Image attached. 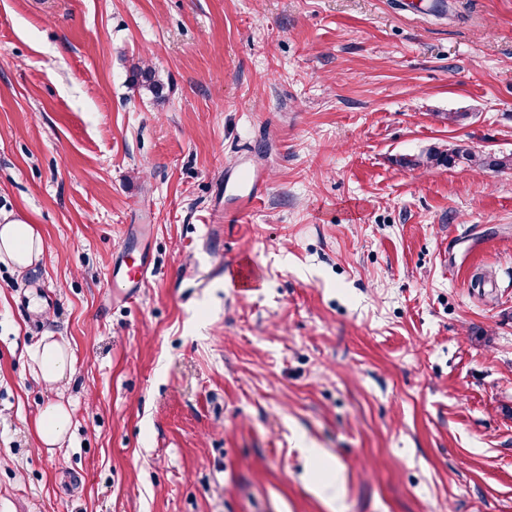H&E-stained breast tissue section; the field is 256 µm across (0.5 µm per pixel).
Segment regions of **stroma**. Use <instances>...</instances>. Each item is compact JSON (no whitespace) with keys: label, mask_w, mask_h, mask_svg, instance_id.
Wrapping results in <instances>:
<instances>
[{"label":"stroma","mask_w":512,"mask_h":512,"mask_svg":"<svg viewBox=\"0 0 512 512\" xmlns=\"http://www.w3.org/2000/svg\"><path fill=\"white\" fill-rule=\"evenodd\" d=\"M455 144L512 154V0H0V512H512V170L402 163ZM132 83L148 91L156 100H165L166 82L155 69L135 67L133 69ZM261 174L255 170L253 176L243 174L241 170H232L224 175V186L220 193L216 196L212 210V227L218 229L215 234L210 228L208 240L212 241L216 238H222L224 233L223 222L226 224H234L239 221L247 211L262 196L261 188L258 181ZM232 222V223H231ZM42 250L43 241L32 224L9 221L0 226V260L6 257L15 267L26 269ZM151 273L144 252L127 250L112 269V288H121L124 295L133 297L146 285ZM38 363L35 371L36 379L47 384H55L65 377L67 371L72 369V362L67 349L57 342L42 344L32 354ZM71 427V416L62 404L51 403L40 413L36 431L41 443L52 446L62 442Z\"/></svg>","instance_id":"stroma-1"}]
</instances>
